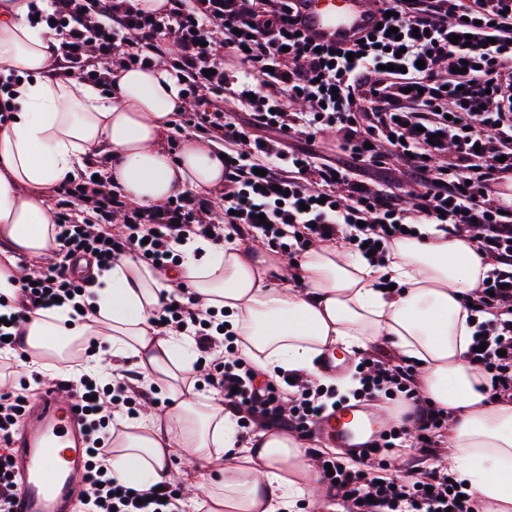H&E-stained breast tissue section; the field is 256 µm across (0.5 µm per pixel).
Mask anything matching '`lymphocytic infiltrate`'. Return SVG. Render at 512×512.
I'll use <instances>...</instances> for the list:
<instances>
[{
  "instance_id": "1",
  "label": "lymphocytic infiltrate",
  "mask_w": 512,
  "mask_h": 512,
  "mask_svg": "<svg viewBox=\"0 0 512 512\" xmlns=\"http://www.w3.org/2000/svg\"><path fill=\"white\" fill-rule=\"evenodd\" d=\"M377 2L381 28L364 43L333 50L298 34V0H166L156 12L140 0H49V78L112 92L111 69L170 64L189 99L172 128L223 144L224 190L216 199L205 189L184 190L172 202L132 208L97 182L95 162L81 182L62 180L57 247L35 278L19 279L16 309L0 322V351L25 356L29 316L59 301H84L95 281L72 275L76 258L106 268L132 255L166 269L179 264L180 243L207 236L229 244L248 234L296 262L315 243L343 240L356 251L374 247L382 265L385 243L414 225L436 224L474 242L491 266L463 298L486 316L470 358L491 395L512 398V200L497 191L512 180V0ZM228 52L243 75L225 70ZM104 60L111 69L101 68ZM229 84L236 88L230 109ZM323 132L335 135V154L317 144ZM80 206L86 218H76ZM191 295L186 285L170 293L156 316L159 335L185 334L211 361L206 381L238 425L312 439L334 389L294 387L261 378L244 359L225 360L236 335L224 331L216 311L195 310ZM353 379L363 400L384 398L407 411L374 443L373 457L315 451L320 478L345 512H481L436 458L448 411L421 395L414 366L365 357ZM62 385L83 411L82 512H185L171 482L133 491L103 469L114 412L137 418L157 387L142 390L117 376L102 386L87 374ZM27 409L19 394L0 393V512H12L10 445ZM405 447L423 450L433 464L386 477Z\"/></svg>"
}]
</instances>
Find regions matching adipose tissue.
<instances>
[{
	"mask_svg": "<svg viewBox=\"0 0 512 512\" xmlns=\"http://www.w3.org/2000/svg\"><path fill=\"white\" fill-rule=\"evenodd\" d=\"M28 7L0 5V66L23 71L16 85V118L0 128V239L11 247L0 266V294L12 296L23 274L16 254L38 257L55 246L46 194L90 158L109 161L106 173L129 197L156 206L177 190L214 189L224 183V161L209 143L192 141L171 159L162 137L181 101V86L166 67L121 71L118 89L74 80H49L52 58L45 29L30 25ZM419 235L391 241L388 266L370 264L344 244L308 250L299 272L272 261L267 249L198 238L184 247L178 274L199 309H226V321L244 339L241 357L262 372L319 375L322 353L361 351L387 343L418 362L419 391L448 409L449 458L482 506L512 512V401L488 399L490 383L467 357L474 332L460 296L476 290L488 264L473 242L422 224ZM96 314L74 322L68 310L28 325L29 373L83 352L86 372L102 361H129L145 378L168 381L176 402L136 420L115 417L117 431L107 464L122 483L153 484L170 477L171 449L220 463L224 475L208 495L209 512H294L298 501L318 506L321 487L303 441L258 431L240 441L237 422L220 396L184 397L182 386L197 359L192 340L158 335L150 323L173 283L161 282L133 257L95 271ZM302 287H294V280ZM394 290H382V280Z\"/></svg>",
	"mask_w": 512,
	"mask_h": 512,
	"instance_id": "ef3b65f1",
	"label": "adipose tissue"
}]
</instances>
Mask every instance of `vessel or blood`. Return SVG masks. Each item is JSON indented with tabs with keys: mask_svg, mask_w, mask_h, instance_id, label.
Returning a JSON list of instances; mask_svg holds the SVG:
<instances>
[{
	"mask_svg": "<svg viewBox=\"0 0 512 512\" xmlns=\"http://www.w3.org/2000/svg\"><path fill=\"white\" fill-rule=\"evenodd\" d=\"M380 21L373 0H303L300 27L314 42L344 47ZM75 398L46 385L27 410L13 444L16 512H72L87 457ZM386 413L349 403L327 413L314 427L329 448L363 458L387 431Z\"/></svg>",
	"mask_w": 512,
	"mask_h": 512,
	"instance_id": "b4317fda",
	"label": "vessel or blood"
}]
</instances>
